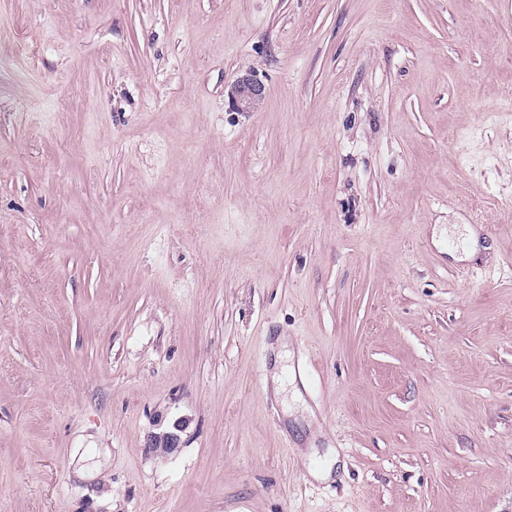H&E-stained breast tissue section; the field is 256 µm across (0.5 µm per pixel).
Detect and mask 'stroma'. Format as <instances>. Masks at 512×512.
Wrapping results in <instances>:
<instances>
[{
	"label": "stroma",
	"instance_id": "obj_1",
	"mask_svg": "<svg viewBox=\"0 0 512 512\" xmlns=\"http://www.w3.org/2000/svg\"><path fill=\"white\" fill-rule=\"evenodd\" d=\"M0 512H512V0H0ZM265 95L264 84L252 73L238 76L228 91L229 107L233 112H254ZM186 421L178 419L171 427L161 433L155 434L149 444V450L155 454L168 455L180 448L181 435L186 429Z\"/></svg>",
	"mask_w": 512,
	"mask_h": 512
}]
</instances>
